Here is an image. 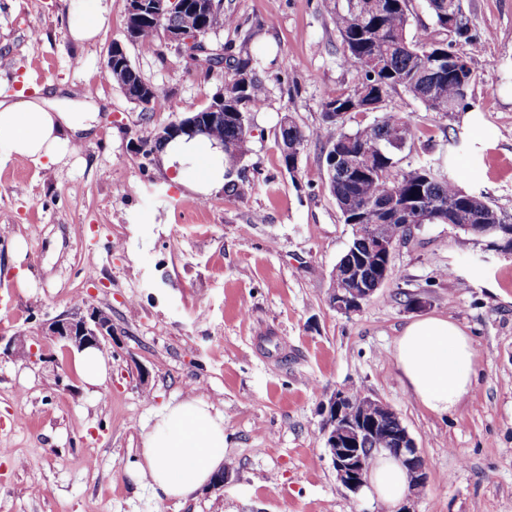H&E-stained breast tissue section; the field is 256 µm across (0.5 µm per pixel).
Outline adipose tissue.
Segmentation results:
<instances>
[{"label": "adipose tissue", "mask_w": 512, "mask_h": 512, "mask_svg": "<svg viewBox=\"0 0 512 512\" xmlns=\"http://www.w3.org/2000/svg\"><path fill=\"white\" fill-rule=\"evenodd\" d=\"M93 113L59 106L43 96L0 100V146L9 155L47 167L62 162L73 138L91 132ZM166 168L192 171L186 188L205 198L223 187L224 151L213 140L178 137L161 153ZM408 395L438 416L454 411L476 378V353L470 336L454 322L428 317L406 325L392 353ZM224 465V413L189 394L158 409L128 473L162 500H183L209 485ZM404 468L389 456L376 459L364 487L365 505L397 512L407 494Z\"/></svg>", "instance_id": "1"}]
</instances>
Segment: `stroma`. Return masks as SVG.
<instances>
[{
    "mask_svg": "<svg viewBox=\"0 0 512 512\" xmlns=\"http://www.w3.org/2000/svg\"><path fill=\"white\" fill-rule=\"evenodd\" d=\"M107 4L100 35L77 42L82 0H0V97L61 86L100 103L93 134L61 164L0 148V336L36 354L0 355V512H360L322 432V407L343 387L390 405L416 441L427 472L416 512H512V257L430 224L397 243L390 281L360 312L329 303L353 227L330 194L322 143L305 142L287 169L280 124L318 127L325 93L352 84L332 0H224L240 27L206 41L251 59L265 94L247 155L202 201L143 145L205 109L225 72L194 71L167 41L155 54L126 44L169 101L144 111L105 72L128 0ZM463 9L485 58L470 110L445 116L402 91L383 107L411 124L400 167L454 161L459 184L512 220V0ZM409 295L425 308H407ZM91 308L112 318L98 386L42 332ZM430 316L459 325L477 356L472 391L443 417L408 396L392 362L404 326ZM190 391L223 410L230 469L179 504L126 470L153 413Z\"/></svg>",
    "mask_w": 512,
    "mask_h": 512,
    "instance_id": "stroma-1",
    "label": "stroma"
}]
</instances>
